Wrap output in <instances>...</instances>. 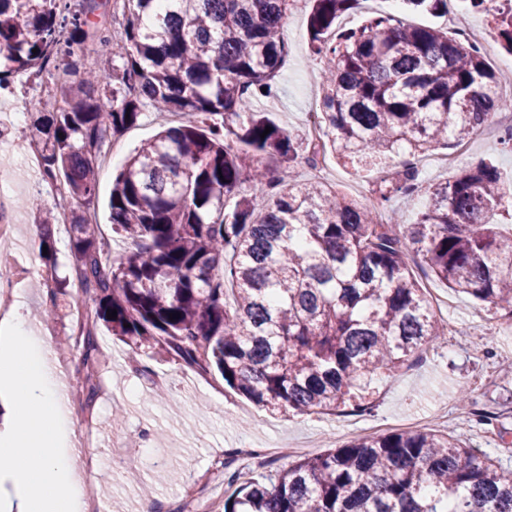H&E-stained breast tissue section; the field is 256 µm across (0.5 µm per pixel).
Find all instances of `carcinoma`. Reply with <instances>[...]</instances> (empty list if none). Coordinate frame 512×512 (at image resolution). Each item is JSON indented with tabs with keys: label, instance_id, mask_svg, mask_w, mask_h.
I'll return each mask as SVG.
<instances>
[{
	"label": "carcinoma",
	"instance_id": "carcinoma-1",
	"mask_svg": "<svg viewBox=\"0 0 512 512\" xmlns=\"http://www.w3.org/2000/svg\"><path fill=\"white\" fill-rule=\"evenodd\" d=\"M59 0H0V88L14 74L107 40L109 0H82L68 35ZM308 41L323 64L325 141L354 168L381 167L477 133L512 111L480 48L434 26L375 15L357 29L336 20L361 0H308ZM448 14V0H406ZM492 18L512 55V0H466ZM295 0H124L117 83L94 70L36 120L43 177L84 204L96 196V155L147 110L184 121L141 145L115 177L112 232L72 217L73 265L95 315L132 352L166 353L217 370L237 394L271 411L369 410L368 384L396 371L443 332L409 260L512 319V190L481 160L431 187L416 222L392 198L418 187L407 166L381 179L370 206L292 173L308 138L276 125L260 102L276 95ZM105 90L103 99L94 94ZM270 133L260 137L265 128ZM267 156L274 167L254 166ZM264 206L255 214L254 200ZM117 317L107 318V311ZM180 317L170 319L169 314ZM224 459V512H512V478L487 457L426 432L354 438L249 476Z\"/></svg>",
	"mask_w": 512,
	"mask_h": 512
}]
</instances>
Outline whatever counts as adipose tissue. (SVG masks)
Wrapping results in <instances>:
<instances>
[{
    "mask_svg": "<svg viewBox=\"0 0 512 512\" xmlns=\"http://www.w3.org/2000/svg\"><path fill=\"white\" fill-rule=\"evenodd\" d=\"M63 385L51 349L33 335L21 311L0 320V476L12 488L14 512H83L81 476L66 448Z\"/></svg>",
    "mask_w": 512,
    "mask_h": 512,
    "instance_id": "obj_1",
    "label": "adipose tissue"
}]
</instances>
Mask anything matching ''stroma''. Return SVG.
<instances>
[{
  "mask_svg": "<svg viewBox=\"0 0 512 512\" xmlns=\"http://www.w3.org/2000/svg\"><path fill=\"white\" fill-rule=\"evenodd\" d=\"M307 0H297L284 26L288 58L278 82L276 98L263 101L262 108L282 128L306 129L309 110L320 101L321 66L309 53ZM373 13H390L419 25L447 28L446 16L413 13L400 0H362L357 12L340 18L347 29L362 25ZM118 75L122 62L107 43L94 41L87 54L74 57L71 66L51 67L36 76L21 75L10 84L5 96L21 113L18 123L0 130L17 143L14 163L30 168L36 191L14 186L12 207L16 224L12 252L25 259L36 252L37 266L49 272L50 284L36 276L24 279L25 310L33 330L45 336L55 353V364L66 381L94 369L105 381L104 394L95 397L98 421L103 427L102 445L94 456L111 459L112 434L122 432L131 449L126 467L102 471L83 469L84 482L93 486L104 512H141L143 500H150L152 512H172L171 506L188 486L204 484L215 507L224 504V478H207L215 453L241 449L247 445L292 442L288 452L276 454L274 468H287L293 461L319 454L362 436L373 438L398 431H430L489 455L500 473L512 477V330H506L492 304L454 291L436 279L420 257H412L410 267L423 288L435 317L444 325L445 335L434 347L411 356L398 372L375 377L370 384L371 409L358 414L339 413L296 415L272 412L254 405L227 387L215 372L202 373L165 354H133L112 336L103 322H95L92 332L98 342L93 358H85L82 341L77 340L73 310L84 305L95 310L94 294L77 293L71 268V239L68 225L57 223L58 203L67 210L84 208L62 182L43 179L41 146L32 136L37 98H52L63 88L77 85L87 70ZM179 115L169 112L145 113L137 124L116 138L120 158L104 152L109 167L98 171V196L87 207L108 239L113 256H120L125 245L113 235L109 199L112 179L123 159L135 148L153 138L162 128L178 125ZM453 162L445 168L421 164L419 196L399 198L393 208L406 223H413L424 210L427 192L434 184L451 179L461 168L480 160L492 161L505 182H512V152L501 150L489 129L448 148ZM322 171L299 164V179L321 178L349 198L370 204L383 173H396L402 165L392 157L384 171L365 168L354 171L332 154L323 157ZM53 217L44 228V237L31 234L33 224ZM49 239L47 254H40L42 239ZM468 392L470 403H462L461 392ZM444 412L445 424H435L436 412Z\"/></svg>",
  "mask_w": 512,
  "mask_h": 512,
  "instance_id": "1",
  "label": "stroma"
}]
</instances>
